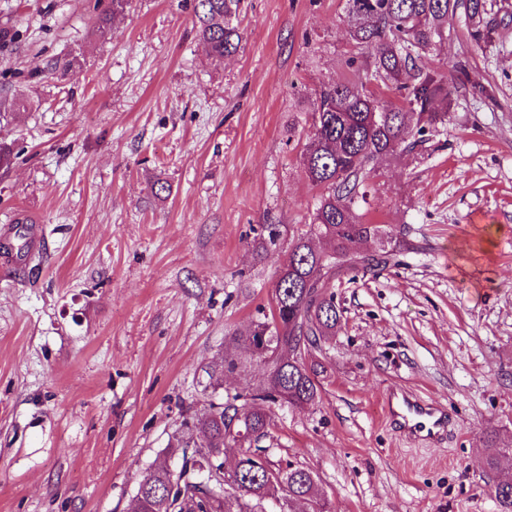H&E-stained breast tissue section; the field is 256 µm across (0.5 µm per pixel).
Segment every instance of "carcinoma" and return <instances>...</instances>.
<instances>
[{
	"mask_svg": "<svg viewBox=\"0 0 512 512\" xmlns=\"http://www.w3.org/2000/svg\"><path fill=\"white\" fill-rule=\"evenodd\" d=\"M350 38L366 60H345L365 77L322 84L316 94L312 124L299 157L306 177L318 189L309 222L291 236L278 261L272 304L264 320L242 338L257 352L266 377L246 393L228 394L184 422L195 451L174 471L165 451L140 476L134 512H267L268 499L280 492L306 512H328L314 472L299 463L269 459L262 441L274 424L273 407L303 408L320 399L316 355L341 328L336 283L350 273L400 264L404 243L384 224L365 222L366 187L378 176L377 164L426 143L444 123L457 84L424 61L446 36L448 17L464 9L469 36L491 38L487 20L492 0H346ZM129 0H111L95 33L106 38L111 20L124 13ZM242 0H194L200 39L209 57L220 64L242 41L238 18ZM393 90L399 102L384 105L378 91ZM325 240L330 248L314 246ZM242 363L232 352L216 362L211 377L220 381ZM238 453L235 471H223L224 456ZM499 512H512V480L493 484Z\"/></svg>",
	"mask_w": 512,
	"mask_h": 512,
	"instance_id": "carcinoma-1",
	"label": "carcinoma"
}]
</instances>
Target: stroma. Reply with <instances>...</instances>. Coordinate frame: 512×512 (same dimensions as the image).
Segmentation results:
<instances>
[{
	"instance_id": "1",
	"label": "stroma",
	"mask_w": 512,
	"mask_h": 512,
	"mask_svg": "<svg viewBox=\"0 0 512 512\" xmlns=\"http://www.w3.org/2000/svg\"><path fill=\"white\" fill-rule=\"evenodd\" d=\"M493 3L491 43L449 18L428 63L463 88L376 181L371 222L415 253L337 284L321 401L275 410L271 460L312 469L333 512H499L490 487L512 477V0ZM108 6L0 0V512H129L225 348L245 368L223 391L262 381L232 343L272 301L258 231L284 246L307 222L315 92L363 76L344 65L345 0H243L242 43L217 66L192 0H130L98 41ZM395 390L457 426L440 444L397 433Z\"/></svg>"
}]
</instances>
